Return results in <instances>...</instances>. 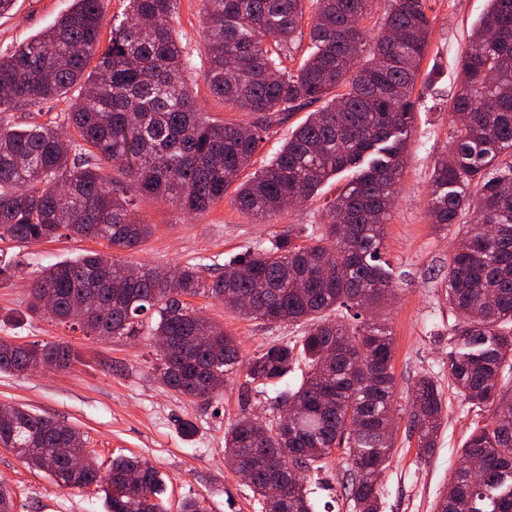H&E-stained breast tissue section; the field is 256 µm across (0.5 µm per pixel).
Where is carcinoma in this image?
<instances>
[{"mask_svg":"<svg viewBox=\"0 0 512 512\" xmlns=\"http://www.w3.org/2000/svg\"><path fill=\"white\" fill-rule=\"evenodd\" d=\"M179 0H126L106 22L107 0H75L51 27L0 54V112L36 106L77 92L64 116L78 138L57 126L0 127V238L29 244L62 235L99 238L110 251L44 268L30 285L29 310L43 311L86 336H136L153 313L161 384L206 396L211 379L241 362L235 338L192 311L188 296H206L267 322H306L299 346L273 344L246 362L249 382L275 384L303 359L308 371L279 395L288 427L243 416L224 432L228 461L247 466L263 512H316L290 468H314L335 448L353 463L348 497L358 512H380V475L393 447L394 343L389 328L361 318L395 292L380 263L383 226L404 165L414 122L413 93L428 50L427 0H385L382 36L366 45L360 21L378 0H201L202 77L213 96L249 123L212 120L189 87L194 63L174 34ZM109 46L99 51L104 27ZM309 28L310 52L297 68L283 56ZM318 108L280 152L241 183L261 133L275 118ZM448 150L432 173L428 213L437 226L458 223L477 191L476 222L464 224L448 262V307L460 319L448 339V379L487 422L472 430L436 512H512V0H490L461 59ZM361 173L336 196L318 243L281 236L224 264L207 280L188 263L178 276L161 267L127 274L114 252L133 249L154 233L142 207L157 201L200 218L232 184L239 209L265 220L292 200L314 196L340 171ZM334 244L330 250L321 244ZM352 313L353 322L330 318ZM77 357L56 342L9 347L0 340V372L63 369ZM419 450L435 448L443 422L442 395L429 376L414 390ZM0 447L21 448L26 464L71 487L68 462L57 448L85 447L70 425L17 406L0 418ZM284 468L270 471L265 456ZM483 477L469 475L472 459ZM135 474L138 486L127 479ZM286 489L271 501L270 482ZM107 512H164L162 477L136 457L112 459L110 477L87 474Z\"/></svg>","mask_w":512,"mask_h":512,"instance_id":"obj_1","label":"carcinoma"}]
</instances>
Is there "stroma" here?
Segmentation results:
<instances>
[{
    "mask_svg": "<svg viewBox=\"0 0 512 512\" xmlns=\"http://www.w3.org/2000/svg\"><path fill=\"white\" fill-rule=\"evenodd\" d=\"M71 5L72 0H17L13 12L0 17V54L49 28ZM200 6V0H180L174 21L178 38L196 55L204 50ZM428 8L433 27L414 89L418 101L414 127L384 226L382 258L394 273L397 295L378 312L392 333L396 379V437L381 477L382 512H434L461 460L468 434L488 417L487 411L470 405L448 383V338L455 315L448 308L444 281L459 226L473 223L475 214L465 209L459 224L439 228L427 212L432 168L448 147V97L456 86L470 35L488 3L428 0ZM71 108V100L62 98L0 112V127L33 122L59 125ZM356 175V169L343 170L313 198L285 207L263 222L238 209L231 190L198 221L187 220L169 204H150L143 212L146 221L154 224V234L120 257L135 267L200 263L205 276L212 278L222 273L230 258L276 236L291 233L298 243L310 244V232L320 227L327 204ZM105 248L99 239L65 236L33 244L0 240V261L16 271L14 278L0 279V339L19 344L65 343L79 355L65 370L0 372V405H24L79 428L101 470H108L118 455L147 461L164 477L165 512H179L187 497L199 498L205 512H261L258 495L227 465L224 433L244 415L277 424L280 411L274 391L263 392L247 383L240 369L226 376L221 395L188 398L158 382L156 349L148 334L100 340L48 315L28 311L29 285L38 270ZM187 304L235 336L245 360L271 344L294 342L306 330L302 322L255 320L204 296L188 298ZM423 375L437 382L444 401L443 424L426 458L421 457L417 435L410 428L414 385ZM183 420L194 423L192 437L181 432ZM351 474L349 456L341 448L334 449L322 467L308 471L306 486L317 507L355 512L346 492ZM0 481L13 491V512H106L99 487L60 488L48 475L1 447Z\"/></svg>",
    "mask_w": 512,
    "mask_h": 512,
    "instance_id": "stroma-1",
    "label": "stroma"
}]
</instances>
